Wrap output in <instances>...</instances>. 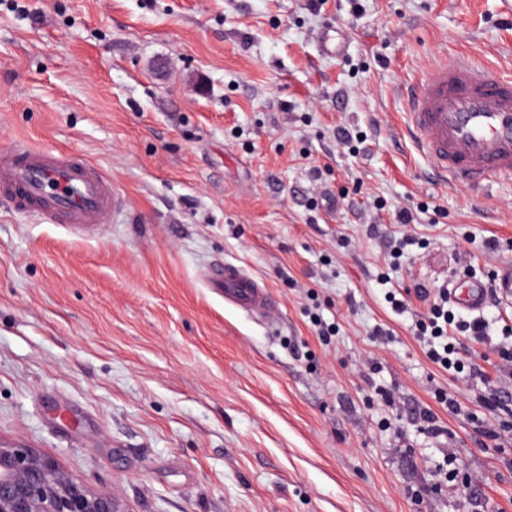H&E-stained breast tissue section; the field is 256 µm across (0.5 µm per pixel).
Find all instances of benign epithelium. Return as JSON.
<instances>
[{"instance_id":"1","label":"benign epithelium","mask_w":512,"mask_h":512,"mask_svg":"<svg viewBox=\"0 0 512 512\" xmlns=\"http://www.w3.org/2000/svg\"><path fill=\"white\" fill-rule=\"evenodd\" d=\"M0 512H125L112 492L71 479L35 448L0 445Z\"/></svg>"}]
</instances>
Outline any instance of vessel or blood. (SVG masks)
Wrapping results in <instances>:
<instances>
[{
  "mask_svg": "<svg viewBox=\"0 0 512 512\" xmlns=\"http://www.w3.org/2000/svg\"><path fill=\"white\" fill-rule=\"evenodd\" d=\"M407 100L403 132L433 175L472 189L512 181V78L451 59L410 87ZM0 197L52 224H106L117 206L111 180L83 158L26 143L0 149ZM208 286L232 308L270 322L278 317L271 292L240 266L215 269ZM510 290L506 269L495 288L468 279L452 284L448 298L476 313L490 292Z\"/></svg>",
  "mask_w": 512,
  "mask_h": 512,
  "instance_id": "obj_1",
  "label": "vessel or blood"
}]
</instances>
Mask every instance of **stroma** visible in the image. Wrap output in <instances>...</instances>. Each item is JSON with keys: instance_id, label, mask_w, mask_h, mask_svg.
<instances>
[{"instance_id": "35a3bbf8", "label": "stroma", "mask_w": 512, "mask_h": 512, "mask_svg": "<svg viewBox=\"0 0 512 512\" xmlns=\"http://www.w3.org/2000/svg\"><path fill=\"white\" fill-rule=\"evenodd\" d=\"M330 27L342 56L320 50ZM455 55L512 78V0H0V148L81 155L119 212L85 234L0 201V443L124 512H512V414L479 398L512 388V303L458 339L479 381L415 335L417 286L512 264V182H439L402 135L405 87ZM226 262L276 322L207 288Z\"/></svg>"}]
</instances>
